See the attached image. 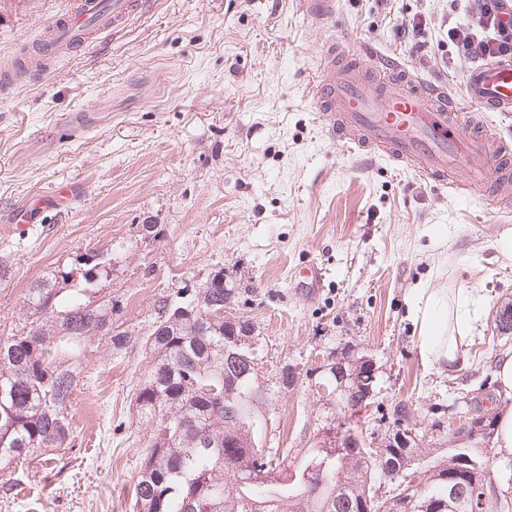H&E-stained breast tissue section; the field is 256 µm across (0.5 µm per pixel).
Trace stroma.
I'll return each instance as SVG.
<instances>
[{"mask_svg": "<svg viewBox=\"0 0 512 512\" xmlns=\"http://www.w3.org/2000/svg\"><path fill=\"white\" fill-rule=\"evenodd\" d=\"M68 0H23L0 20V59L40 37ZM426 20V54L401 32ZM470 23L463 0H340L334 19L308 17L304 0H154L116 36H91L0 98V336L26 319L30 286L78 254L114 252L104 295L140 339L153 303L223 268L240 288V315L262 338L267 382L282 365L309 366L350 344L376 367L374 406L360 427L405 401L417 423L453 421L463 396L499 387L512 335L495 316L512 303V209L496 189L424 182L409 168L360 157L336 141L307 95L329 44L369 45L412 75L458 93L469 66L448 39ZM66 210L38 223L12 215L61 184ZM158 227L142 240V225ZM323 286L302 285V269ZM463 288L483 299L463 366L418 356L408 305L418 286ZM151 359L140 342L97 349L70 412L62 458L31 464L0 512H131L148 433L134 389ZM281 447H303L321 411L307 386L269 392Z\"/></svg>", "mask_w": 512, "mask_h": 512, "instance_id": "1", "label": "stroma"}]
</instances>
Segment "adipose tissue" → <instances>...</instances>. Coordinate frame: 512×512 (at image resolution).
Wrapping results in <instances>:
<instances>
[{
  "mask_svg": "<svg viewBox=\"0 0 512 512\" xmlns=\"http://www.w3.org/2000/svg\"><path fill=\"white\" fill-rule=\"evenodd\" d=\"M411 302L419 323L418 353L425 363L455 370L474 322L479 296L463 291L449 295L444 288L414 289Z\"/></svg>",
  "mask_w": 512,
  "mask_h": 512,
  "instance_id": "obj_1",
  "label": "adipose tissue"
}]
</instances>
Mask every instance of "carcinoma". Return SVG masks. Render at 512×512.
Instances as JSON below:
<instances>
[{"label":"carcinoma","mask_w":512,"mask_h":512,"mask_svg":"<svg viewBox=\"0 0 512 512\" xmlns=\"http://www.w3.org/2000/svg\"><path fill=\"white\" fill-rule=\"evenodd\" d=\"M111 258L89 251L28 289L32 319L0 336V497L15 496L16 470L71 443L69 408L91 346L127 349L132 334L118 302L92 300L110 276ZM207 288H180L153 303L146 345L151 361L135 393L151 431L133 486L135 512H484L492 481L488 448L475 440L456 448H339L336 433L363 435L352 424L362 407L323 410L311 446L279 448L269 438V388L258 382L261 339L231 314L238 289L212 271ZM247 342L246 350L238 348ZM336 364L373 384L367 356L350 346ZM321 397L336 375L315 364L301 370ZM464 466L475 483L448 504V471Z\"/></svg>","instance_id":"cac0c4a2"}]
</instances>
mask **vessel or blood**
<instances>
[{
    "label": "vessel or blood",
    "mask_w": 512,
    "mask_h": 512,
    "mask_svg": "<svg viewBox=\"0 0 512 512\" xmlns=\"http://www.w3.org/2000/svg\"><path fill=\"white\" fill-rule=\"evenodd\" d=\"M150 0H72L68 14L51 23L54 37L67 47L83 45L95 31H119L146 11ZM464 99L479 112H512V59L494 60L463 78ZM314 105L337 141L369 157L384 156L408 165L425 181L447 183L461 176L476 187L485 179L512 182V145L474 132L461 123L444 85L413 79L398 60L362 46L347 54L327 48L315 73Z\"/></svg>",
    "instance_id": "1"
}]
</instances>
